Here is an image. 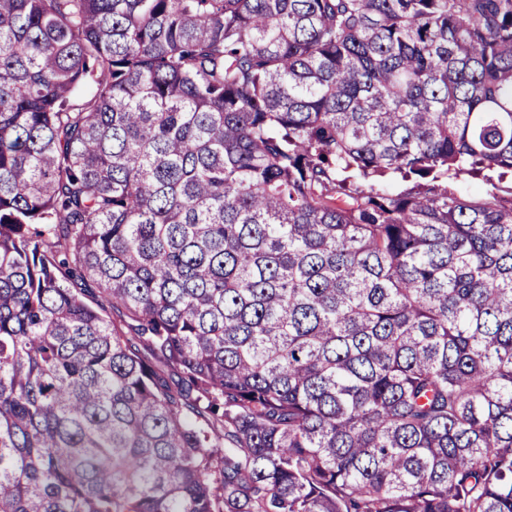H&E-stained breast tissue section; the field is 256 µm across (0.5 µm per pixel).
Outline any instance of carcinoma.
I'll use <instances>...</instances> for the list:
<instances>
[{
  "label": "carcinoma",
  "instance_id": "cac0c4a2",
  "mask_svg": "<svg viewBox=\"0 0 512 512\" xmlns=\"http://www.w3.org/2000/svg\"><path fill=\"white\" fill-rule=\"evenodd\" d=\"M0 512H512V0H0Z\"/></svg>",
  "mask_w": 512,
  "mask_h": 512
}]
</instances>
